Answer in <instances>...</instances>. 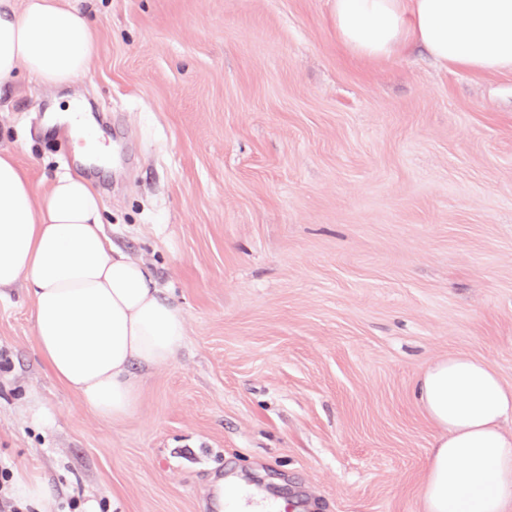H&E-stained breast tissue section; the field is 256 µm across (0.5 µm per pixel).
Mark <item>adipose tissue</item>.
<instances>
[{"label": "adipose tissue", "instance_id": "obj_1", "mask_svg": "<svg viewBox=\"0 0 512 512\" xmlns=\"http://www.w3.org/2000/svg\"><path fill=\"white\" fill-rule=\"evenodd\" d=\"M331 21L363 59L417 43L440 63L512 73V0H333ZM95 48L86 13L67 0H0V81L23 70L47 87L70 83ZM103 224L88 180L65 174L36 191L14 146L0 142V298L26 284L40 356L93 412L117 421L138 399L133 366L171 362L186 322ZM416 397L437 431L423 512H512V388L484 361L451 355L425 369Z\"/></svg>", "mask_w": 512, "mask_h": 512}]
</instances>
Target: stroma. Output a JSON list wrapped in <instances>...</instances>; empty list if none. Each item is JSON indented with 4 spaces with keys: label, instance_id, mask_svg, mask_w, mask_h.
Returning <instances> with one entry per match:
<instances>
[{
    "label": "stroma",
    "instance_id": "35a3bbf8",
    "mask_svg": "<svg viewBox=\"0 0 512 512\" xmlns=\"http://www.w3.org/2000/svg\"><path fill=\"white\" fill-rule=\"evenodd\" d=\"M68 2L96 32L85 75L57 104L0 82V127L35 189L91 183L187 340L103 418L47 369L14 288L0 461L53 512H219V483L262 512H422V371L468 354L512 387V73L359 58L332 0ZM73 102L104 156L44 132Z\"/></svg>",
    "mask_w": 512,
    "mask_h": 512
}]
</instances>
